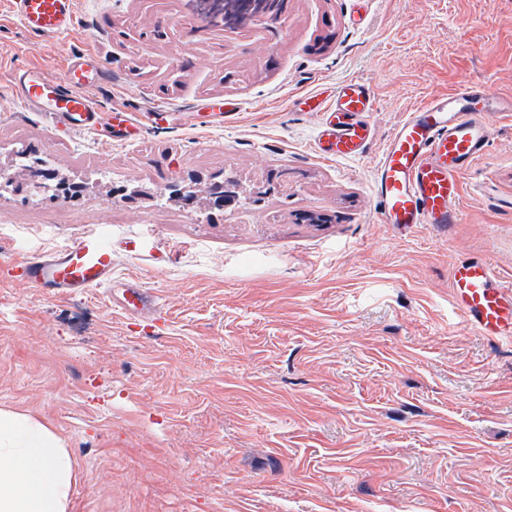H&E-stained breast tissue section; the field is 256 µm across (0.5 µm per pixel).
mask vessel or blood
I'll use <instances>...</instances> for the list:
<instances>
[{
  "mask_svg": "<svg viewBox=\"0 0 512 512\" xmlns=\"http://www.w3.org/2000/svg\"><path fill=\"white\" fill-rule=\"evenodd\" d=\"M22 24L52 38L68 34L76 19L75 0H12ZM97 84L81 58H73L63 77L40 67L14 72L13 95L32 112L53 113L58 124L94 129L99 121L124 130L137 127L139 114L122 110L100 117L88 91ZM307 111L324 113L316 143L325 159L361 155L373 137L371 115L376 98L370 83L360 78L321 87L309 94ZM512 112L506 100L478 85L430 98L408 113L387 140L373 171V207L382 223L400 227L433 224L445 227L462 221L459 205L461 176L484 158L492 137L490 116ZM28 281L46 293L67 298L112 283V242L98 233L75 243L31 256L22 266ZM451 288L466 321L488 336L512 335V283L496 279L485 259L456 262ZM120 308L152 313L154 295L136 283L122 290Z\"/></svg>",
  "mask_w": 512,
  "mask_h": 512,
  "instance_id": "obj_1",
  "label": "vessel or blood"
}]
</instances>
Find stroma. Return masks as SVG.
Instances as JSON below:
<instances>
[{
    "label": "stroma",
    "mask_w": 512,
    "mask_h": 512,
    "mask_svg": "<svg viewBox=\"0 0 512 512\" xmlns=\"http://www.w3.org/2000/svg\"><path fill=\"white\" fill-rule=\"evenodd\" d=\"M93 53L98 110L141 112L117 142L56 126L9 92ZM368 80L365 153L323 159L294 104ZM481 84L512 96V0H288L275 31L208 28L185 0H77L48 39L0 0V172L31 147L83 182L78 202L0 194V409L48 424L76 469L69 512H512V335L472 329L450 267L485 256L512 281V112L463 178L462 223L399 228L371 177L406 114ZM233 107L201 127L212 103ZM261 207L156 199L191 177ZM88 232L112 277L157 296L54 298L20 263ZM122 289L120 308L125 312L140 314L152 313L156 308L155 296L144 288H140L135 282L130 281Z\"/></svg>",
    "instance_id": "obj_1"
}]
</instances>
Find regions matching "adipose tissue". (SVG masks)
Here are the masks:
<instances>
[{"label":"adipose tissue","mask_w":512,"mask_h":512,"mask_svg":"<svg viewBox=\"0 0 512 512\" xmlns=\"http://www.w3.org/2000/svg\"><path fill=\"white\" fill-rule=\"evenodd\" d=\"M73 459L32 416L0 410V512H68Z\"/></svg>","instance_id":"1"}]
</instances>
